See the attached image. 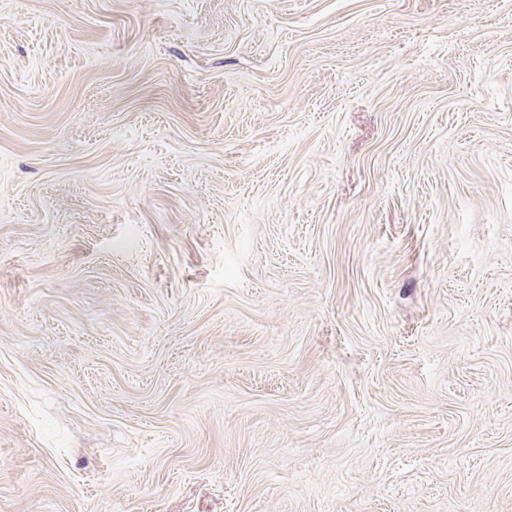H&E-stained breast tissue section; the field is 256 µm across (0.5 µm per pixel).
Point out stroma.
Returning a JSON list of instances; mask_svg holds the SVG:
<instances>
[{
  "label": "stroma",
  "mask_w": 512,
  "mask_h": 512,
  "mask_svg": "<svg viewBox=\"0 0 512 512\" xmlns=\"http://www.w3.org/2000/svg\"><path fill=\"white\" fill-rule=\"evenodd\" d=\"M0 512H512V0H0Z\"/></svg>",
  "instance_id": "1"
}]
</instances>
